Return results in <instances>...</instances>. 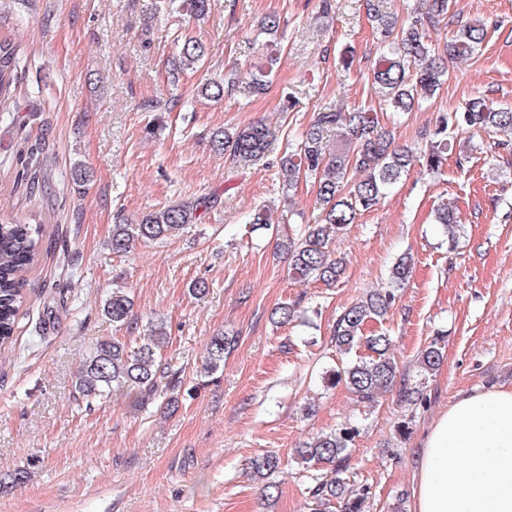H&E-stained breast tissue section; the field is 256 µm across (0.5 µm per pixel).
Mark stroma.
I'll return each mask as SVG.
<instances>
[{
	"label": "stroma",
	"mask_w": 512,
	"mask_h": 512,
	"mask_svg": "<svg viewBox=\"0 0 512 512\" xmlns=\"http://www.w3.org/2000/svg\"><path fill=\"white\" fill-rule=\"evenodd\" d=\"M152 0H0V39L17 46L20 69L10 111L0 112V213L45 226L41 262L27 275V298L11 350L0 352V477L28 478L0 494V512H311L322 468L294 456L300 442L353 423L360 430L343 476L366 487L364 512H413L414 465L430 423L459 395L512 388V135L480 134L455 143L441 173L412 168L381 201L358 215L332 247L345 272L335 287L296 281L275 249L322 214L312 181L282 189L277 160L319 113L350 109L373 94L376 39L365 0H213L206 22L149 19ZM284 18L283 50L266 91L237 89L223 100L197 94L225 69L265 62L272 48L257 31L262 17ZM453 25L488 24L477 54L449 63L448 81L421 110L392 128L402 146L475 95L512 106V0H457ZM203 42L202 69L170 83L165 61L176 35ZM352 48L351 69L338 56ZM177 99L168 112L148 108ZM263 121L275 133L265 161L234 166L216 154L211 132ZM38 149L35 181L22 158ZM468 162H459L460 154ZM93 178L75 193L71 172ZM217 196L197 223L134 253H112L116 224L138 223L176 201ZM456 203L464 231L449 246L434 222L441 203ZM273 210L278 231L253 228L254 210ZM412 277L371 330H387L400 376L424 395L398 390L374 406L328 389L340 366L333 331L366 290L387 285L402 253ZM203 279L208 294L188 292ZM134 299L137 327L115 328L101 312L112 289ZM303 312L274 327L282 304ZM165 320L168 377L152 403L85 407L72 384L96 341L136 345L151 322ZM443 333V361L421 371L419 352ZM235 344L218 372L200 368L212 336ZM175 390L174 414L162 405ZM314 404L312 415L303 408ZM274 451L284 465L278 497L266 505L250 458Z\"/></svg>",
	"instance_id": "obj_1"
}]
</instances>
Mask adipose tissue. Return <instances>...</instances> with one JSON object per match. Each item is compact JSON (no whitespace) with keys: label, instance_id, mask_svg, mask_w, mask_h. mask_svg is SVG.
<instances>
[{"label":"adipose tissue","instance_id":"ef3b65f1","mask_svg":"<svg viewBox=\"0 0 512 512\" xmlns=\"http://www.w3.org/2000/svg\"><path fill=\"white\" fill-rule=\"evenodd\" d=\"M414 512H512V389L463 394L433 421Z\"/></svg>","mask_w":512,"mask_h":512}]
</instances>
